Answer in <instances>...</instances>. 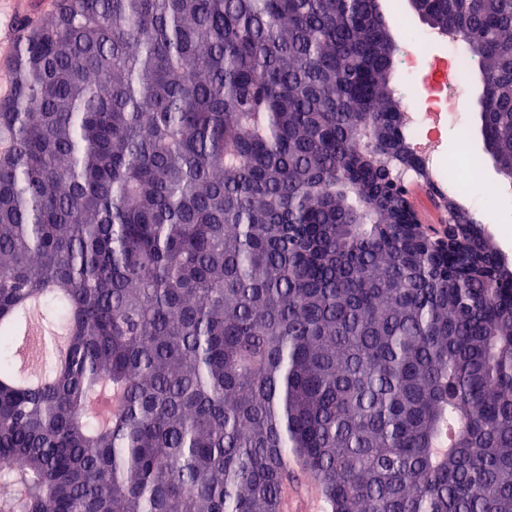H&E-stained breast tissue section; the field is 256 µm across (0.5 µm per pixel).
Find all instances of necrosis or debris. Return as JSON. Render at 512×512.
Here are the masks:
<instances>
[{"label": "necrosis or debris", "mask_w": 512, "mask_h": 512, "mask_svg": "<svg viewBox=\"0 0 512 512\" xmlns=\"http://www.w3.org/2000/svg\"><path fill=\"white\" fill-rule=\"evenodd\" d=\"M430 31L408 34L401 54V89L410 115L408 132L429 168L439 190L450 184H469L474 163L465 160L454 173H447L442 142L449 131L462 129L460 107L468 85V74L477 65L476 56L465 46L449 42L448 53L433 57L424 74H416L414 62L421 48L432 41Z\"/></svg>", "instance_id": "4bbe7bcc"}]
</instances>
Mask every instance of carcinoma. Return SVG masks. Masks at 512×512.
Instances as JSON below:
<instances>
[{"instance_id": "1", "label": "carcinoma", "mask_w": 512, "mask_h": 512, "mask_svg": "<svg viewBox=\"0 0 512 512\" xmlns=\"http://www.w3.org/2000/svg\"><path fill=\"white\" fill-rule=\"evenodd\" d=\"M477 57L512 189V0ZM381 0H57L0 97V512H512V263L436 190ZM423 186L456 238L409 201ZM59 329L57 363L34 329ZM309 478V476L304 473L293 472V477L288 479V485L283 489L282 498H281V511L282 512H314V511H325L323 506L322 496L318 493L317 483L313 480L314 495L311 493H298L295 492V495L291 492L292 489L295 490V486L301 490L303 488L304 482ZM296 491V490H295Z\"/></svg>"}]
</instances>
